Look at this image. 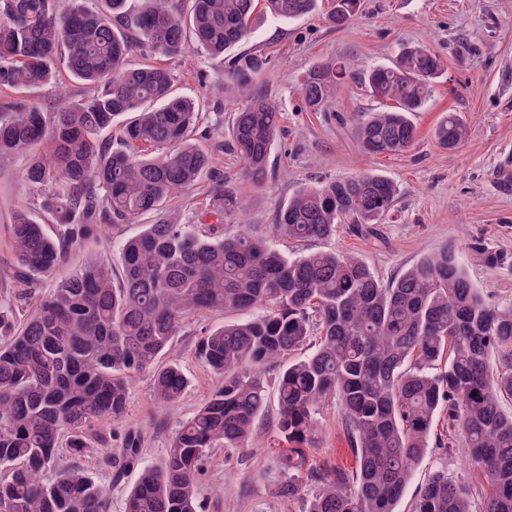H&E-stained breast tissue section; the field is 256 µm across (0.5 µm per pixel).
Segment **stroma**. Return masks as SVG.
<instances>
[{
    "instance_id": "1",
    "label": "stroma",
    "mask_w": 512,
    "mask_h": 512,
    "mask_svg": "<svg viewBox=\"0 0 512 512\" xmlns=\"http://www.w3.org/2000/svg\"><path fill=\"white\" fill-rule=\"evenodd\" d=\"M326 0L315 13L295 20L270 17L260 20L245 47L260 51L270 64L261 88L282 112L280 130L266 170L253 179L227 148L239 95L205 94L196 75L217 81L219 61L196 53L167 60L179 91L204 98L209 135L204 149L214 158V169L238 185L246 200L244 218L256 234L266 235L278 205L297 190L362 173H380L398 189L394 211L383 224H342L329 242H293L273 239L279 251L314 252L336 249L361 259L382 281H390L405 268L444 245L454 246L476 288L492 303L512 304V0H361L352 23L332 28L325 19ZM407 45L422 46L447 63L433 82L432 93L413 121L417 138L398 155L367 154L357 139V126L370 112L383 110L385 100L374 97L358 81L349 80L321 112L305 109L297 87L303 74L318 63L354 59L358 71L389 64ZM460 115L466 137L457 148H440L434 138L439 121L448 113ZM21 166L0 170V273L9 272L14 257L7 248L12 214L29 201ZM142 224L107 227L99 241L73 253L62 267L75 271L88 262L111 265L120 273V247L138 235ZM233 313L207 312L190 317L164 356L179 365L189 384L174 402H161L151 391V376L137 375L130 386L125 415L92 427V434L109 437V444H94L76 464L109 496L111 512H124L125 500L136 474L121 481L111 478L112 466L122 462L125 434L139 440L140 462L158 463L170 448L176 430L208 400L220 379L196 356L198 342L210 331L236 321ZM281 364L263 371L267 407L255 423V436L247 448H215L199 477L198 512H304L316 489V472L340 468L355 470L336 399H329L315 416L312 446L304 468L296 473L301 492L292 499L280 496L287 480L277 453V382ZM111 463H104V456ZM470 487L473 512H485L481 479L469 467L458 447L430 446L416 465L396 512H411L414 500L438 470Z\"/></svg>"
}]
</instances>
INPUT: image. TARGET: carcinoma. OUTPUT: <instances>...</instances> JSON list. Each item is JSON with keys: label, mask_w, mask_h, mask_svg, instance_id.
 Returning <instances> with one entry per match:
<instances>
[{"label": "carcinoma", "mask_w": 512, "mask_h": 512, "mask_svg": "<svg viewBox=\"0 0 512 512\" xmlns=\"http://www.w3.org/2000/svg\"><path fill=\"white\" fill-rule=\"evenodd\" d=\"M0 0V88L20 94L60 70L89 93L43 112L20 97L0 107V167L27 159L23 179L32 206L56 225L49 237L29 208L15 211L8 248L14 291L0 296V512H109L103 488L76 466L57 464L59 449L80 456L88 429L126 412L129 385L152 374L154 397H180L187 378L160 359L191 315L224 310L261 314L226 324L198 344L221 383L176 432L157 465H139L135 438L124 437L123 467L138 469L124 512H196L197 475L212 448H243L265 403L262 370L317 337L312 351L278 377L277 437L291 445L282 468L298 471L314 415L338 401L354 472L336 468L316 479L306 512H395L413 466L427 453L435 416L447 414L448 444L461 442L486 478L487 512H512V305L487 301L465 274L455 249L442 246L385 284L355 256L336 250L289 256L249 230L224 231L244 211L236 184L213 178L212 155L194 142L203 106L175 88L158 63L189 45L224 61L223 79L243 98L232 124V151L245 173L263 174L281 112L255 84L268 66L241 51L257 12L292 20L318 0ZM360 0H330L335 28ZM152 59L133 63L135 49ZM445 70L441 58L408 47L390 65L364 75L372 95L392 100L358 126L373 155L415 143L410 115ZM354 77L348 62L311 67L299 85L307 109L324 110L336 85ZM466 126L450 112L435 128L444 149L458 147ZM51 145L49 157L36 154ZM213 181L194 221L168 212L176 195ZM397 187L365 173L303 188L281 204L272 237L330 240L338 224H380ZM151 224L126 240L122 275L90 264L59 281L33 308L29 288L55 274L68 254L102 225L141 217ZM499 356V366L491 363ZM414 512H473L470 490L435 472Z\"/></svg>", "instance_id": "cac0c4a2"}]
</instances>
